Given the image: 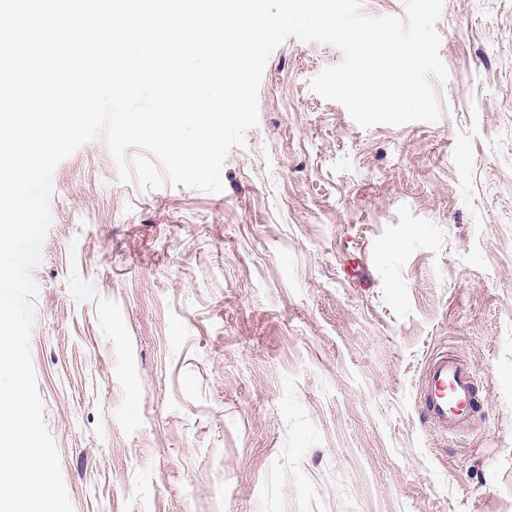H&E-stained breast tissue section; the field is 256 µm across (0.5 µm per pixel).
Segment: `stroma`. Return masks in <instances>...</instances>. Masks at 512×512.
Wrapping results in <instances>:
<instances>
[{"instance_id":"obj_1","label":"stroma","mask_w":512,"mask_h":512,"mask_svg":"<svg viewBox=\"0 0 512 512\" xmlns=\"http://www.w3.org/2000/svg\"><path fill=\"white\" fill-rule=\"evenodd\" d=\"M436 28V122L359 127L291 37L221 192L58 164L30 355L73 512H512V0ZM445 349L458 434L418 408ZM475 371L450 351L426 362L419 391V407L426 421L456 432L471 424L478 403Z\"/></svg>"}]
</instances>
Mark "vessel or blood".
<instances>
[{
	"label": "vessel or blood",
	"mask_w": 512,
	"mask_h": 512,
	"mask_svg": "<svg viewBox=\"0 0 512 512\" xmlns=\"http://www.w3.org/2000/svg\"><path fill=\"white\" fill-rule=\"evenodd\" d=\"M418 400L431 425L448 432L469 426L478 403L474 369L453 352L432 355L424 368Z\"/></svg>",
	"instance_id": "obj_1"
}]
</instances>
